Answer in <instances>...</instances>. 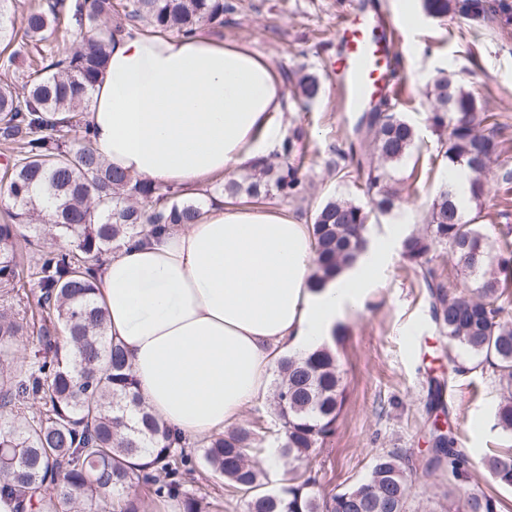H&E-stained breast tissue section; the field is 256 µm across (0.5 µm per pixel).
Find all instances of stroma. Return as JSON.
I'll use <instances>...</instances> for the list:
<instances>
[{
  "mask_svg": "<svg viewBox=\"0 0 512 512\" xmlns=\"http://www.w3.org/2000/svg\"><path fill=\"white\" fill-rule=\"evenodd\" d=\"M236 13L211 36L248 47L263 56L277 72L313 74L323 81L320 98L292 102L281 117L285 134L301 131L298 176L304 190L296 196L273 194L271 207L312 223L316 209L327 199L343 196L366 206V175L349 167L336 173V162L354 137L355 114L338 109L326 81L335 54L333 34L350 0H235ZM377 12L401 16L403 23L392 44L399 56L394 77L401 81L397 108L414 125L418 146L391 170L395 186L413 185L419 201L432 199L445 186L448 161L436 150L437 136L428 119L427 83L437 70L458 75L486 111L496 113L497 138L503 152L490 180L512 170V37L472 29L459 20L423 14L421 0H373ZM481 222L494 233L497 245L512 250V195L484 199ZM345 339L339 347L346 399L337 429L309 458L297 461L299 470L317 474V489L328 497L363 478L374 457L394 450L409 473L408 512H466V499L485 493L512 512V488L495 483L483 469L484 456L512 448V434L495 424L503 393L491 368L475 360L432 321L425 288L414 266L394 250L385 281L371 289L361 310L341 320ZM441 381L458 445L469 458V479L457 484L446 473L429 470L427 390ZM186 490L207 492L219 512H247V498L230 495L224 477L198 463L185 475Z\"/></svg>",
  "mask_w": 512,
  "mask_h": 512,
  "instance_id": "obj_1",
  "label": "stroma"
}]
</instances>
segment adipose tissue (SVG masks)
<instances>
[{
	"mask_svg": "<svg viewBox=\"0 0 512 512\" xmlns=\"http://www.w3.org/2000/svg\"><path fill=\"white\" fill-rule=\"evenodd\" d=\"M288 108L275 68L247 47L126 24L107 46L85 120L114 168L192 194L279 148ZM391 252L384 243L315 290L307 225L277 208L216 201L194 223L115 250L96 296L148 411L199 440L239 423L283 356L319 347L346 307L384 281Z\"/></svg>",
	"mask_w": 512,
	"mask_h": 512,
	"instance_id": "ef3b65f1",
	"label": "adipose tissue"
}]
</instances>
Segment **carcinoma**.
Instances as JSON below:
<instances>
[{
  "label": "carcinoma",
  "mask_w": 512,
  "mask_h": 512,
  "mask_svg": "<svg viewBox=\"0 0 512 512\" xmlns=\"http://www.w3.org/2000/svg\"><path fill=\"white\" fill-rule=\"evenodd\" d=\"M0 0V144L12 152L0 174V191L9 199L12 224H0V496L18 501L20 512H60L66 504L87 503L100 512H145L148 501L180 500L182 512H206V496L183 489L180 477L193 468L185 443L144 407L134 389L131 365L108 336L106 315L95 297L92 272L128 240L171 224H188L202 204L180 199L181 190L155 185L105 164L91 146L87 111L92 92L107 67L109 24L117 7L127 21L155 31L191 34L203 25L224 26L236 12L231 0H45L31 9L17 29ZM435 18L464 19L473 26L512 34V2L507 0H423ZM96 33L71 53L61 52L52 37L61 21ZM36 54L26 69L17 66L21 50ZM292 98L317 99L321 82L312 74L292 79ZM438 153L448 166L466 168L470 200L499 188L487 180L499 157L497 114L485 112L476 95L441 71L426 89ZM368 144L365 158L347 153L366 170L372 211L389 214L416 203L415 190L388 187V165L406 159L416 148L414 126L382 99L363 114L355 128ZM300 134L284 138L275 156L297 152ZM256 171L272 176L286 195L301 191L298 167L278 168L260 161ZM268 185L250 173L224 185L232 199L241 193L259 198ZM370 211V212H372ZM370 212L345 198L330 199L316 210L313 277L327 281L354 265L366 248ZM423 233L402 242L427 289L430 313L439 332L478 363H486L506 386L508 396L496 411L497 426L512 433V318L502 290L512 279V258L495 248L492 236L476 219L465 218L449 189L426 205ZM66 248L40 251L26 266L18 261V244L48 237L47 228ZM444 245L458 257L467 282L452 293L430 265V252ZM39 288L33 356H12L16 337L30 327L25 288ZM273 392L278 421L276 447L292 462L305 458L335 433L344 403L342 368L335 349L325 344L292 353L277 363ZM428 465L448 469L457 482L468 479V457L456 448L452 428L433 420ZM201 459L218 471L236 492L249 496L248 512H406L409 485L401 457L375 456L368 474L328 499L316 490V477L289 471L280 487L263 489V474L253 460L256 430L236 428L198 443ZM149 457L145 463L133 459ZM483 466L498 484L512 487V451L493 453ZM467 512H498L484 494L467 499Z\"/></svg>",
  "instance_id": "obj_1"
}]
</instances>
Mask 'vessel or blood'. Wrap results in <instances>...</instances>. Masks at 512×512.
I'll return each instance as SVG.
<instances>
[{
	"label": "vessel or blood",
	"mask_w": 512,
	"mask_h": 512,
	"mask_svg": "<svg viewBox=\"0 0 512 512\" xmlns=\"http://www.w3.org/2000/svg\"><path fill=\"white\" fill-rule=\"evenodd\" d=\"M395 20L380 24L365 0L345 10L336 27L335 57L330 84L346 112H361L377 100L390 96L396 87L391 80V43L387 28Z\"/></svg>",
	"instance_id": "1"
}]
</instances>
